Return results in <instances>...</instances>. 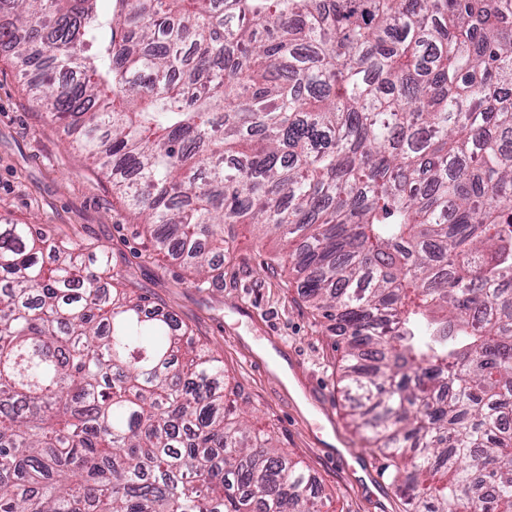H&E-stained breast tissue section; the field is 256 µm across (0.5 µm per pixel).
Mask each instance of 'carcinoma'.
Instances as JSON below:
<instances>
[{"mask_svg":"<svg viewBox=\"0 0 512 512\" xmlns=\"http://www.w3.org/2000/svg\"><path fill=\"white\" fill-rule=\"evenodd\" d=\"M29 97L196 287L279 241L405 512H512V0H0ZM108 250L0 223V512H320Z\"/></svg>","mask_w":512,"mask_h":512,"instance_id":"1","label":"carcinoma"}]
</instances>
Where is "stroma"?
Here are the masks:
<instances>
[{"instance_id":"obj_1","label":"stroma","mask_w":512,"mask_h":512,"mask_svg":"<svg viewBox=\"0 0 512 512\" xmlns=\"http://www.w3.org/2000/svg\"><path fill=\"white\" fill-rule=\"evenodd\" d=\"M69 138L64 125L29 100L10 52L0 47V219L40 224L53 237L106 248L130 291L145 297L149 309L175 315L223 359L228 388L244 401L248 419L311 471L325 512H404L393 489L377 491L351 471L370 451L342 409L336 364L343 338L329 331L327 320L313 319L295 276L271 267L277 240L225 226L235 243L224 259V278L195 287L182 260L160 253L136 221L124 218L111 182L68 148ZM267 334L301 355L336 408L334 424L308 428L314 407L305 392L295 390L287 372L262 370L272 358L260 341ZM329 448L340 449L344 463L329 459Z\"/></svg>"}]
</instances>
